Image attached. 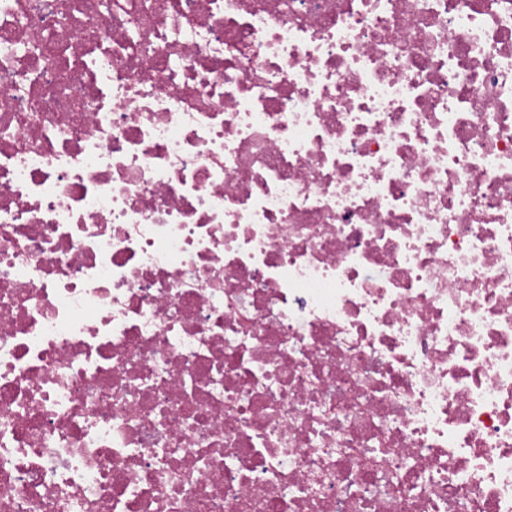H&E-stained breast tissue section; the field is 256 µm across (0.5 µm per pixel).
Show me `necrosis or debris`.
Wrapping results in <instances>:
<instances>
[{"label":"necrosis or debris","mask_w":512,"mask_h":512,"mask_svg":"<svg viewBox=\"0 0 512 512\" xmlns=\"http://www.w3.org/2000/svg\"><path fill=\"white\" fill-rule=\"evenodd\" d=\"M0 512H512V0H0Z\"/></svg>","instance_id":"obj_1"}]
</instances>
